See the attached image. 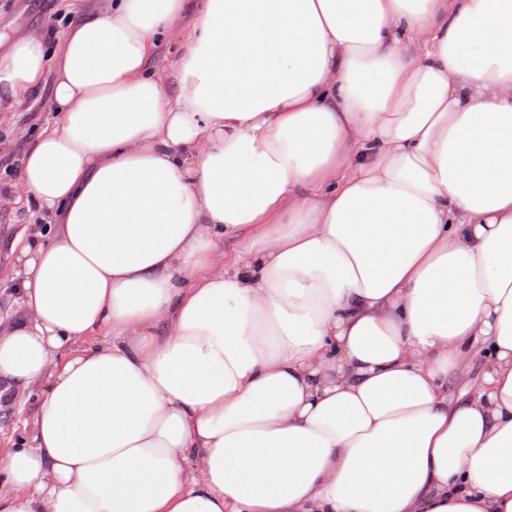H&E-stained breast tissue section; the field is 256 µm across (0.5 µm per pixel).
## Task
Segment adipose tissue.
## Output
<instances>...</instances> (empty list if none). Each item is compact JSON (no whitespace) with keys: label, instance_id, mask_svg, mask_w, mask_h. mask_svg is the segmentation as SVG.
Masks as SVG:
<instances>
[{"label":"adipose tissue","instance_id":"adipose-tissue-1","mask_svg":"<svg viewBox=\"0 0 512 512\" xmlns=\"http://www.w3.org/2000/svg\"><path fill=\"white\" fill-rule=\"evenodd\" d=\"M49 67L0 512H512V0H105L0 106Z\"/></svg>","mask_w":512,"mask_h":512}]
</instances>
